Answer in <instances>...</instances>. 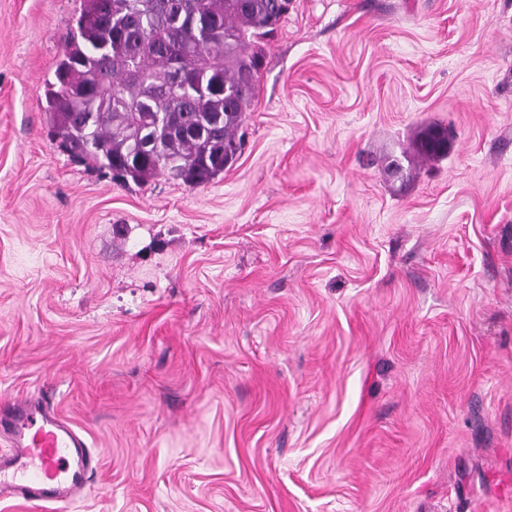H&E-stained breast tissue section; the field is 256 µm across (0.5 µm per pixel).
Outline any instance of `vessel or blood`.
<instances>
[{
    "label": "vessel or blood",
    "mask_w": 512,
    "mask_h": 512,
    "mask_svg": "<svg viewBox=\"0 0 512 512\" xmlns=\"http://www.w3.org/2000/svg\"><path fill=\"white\" fill-rule=\"evenodd\" d=\"M11 446L0 454V495L23 502H64L83 492L99 468L85 439L68 423L32 403H18Z\"/></svg>",
    "instance_id": "b4317fda"
}]
</instances>
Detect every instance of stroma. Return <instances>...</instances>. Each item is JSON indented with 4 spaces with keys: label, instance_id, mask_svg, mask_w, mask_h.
<instances>
[{
    "label": "stroma",
    "instance_id": "35a3bbf8",
    "mask_svg": "<svg viewBox=\"0 0 512 512\" xmlns=\"http://www.w3.org/2000/svg\"><path fill=\"white\" fill-rule=\"evenodd\" d=\"M80 6L0 0V426L99 470L0 512H512V0H290L197 188L53 140Z\"/></svg>",
    "mask_w": 512,
    "mask_h": 512
}]
</instances>
